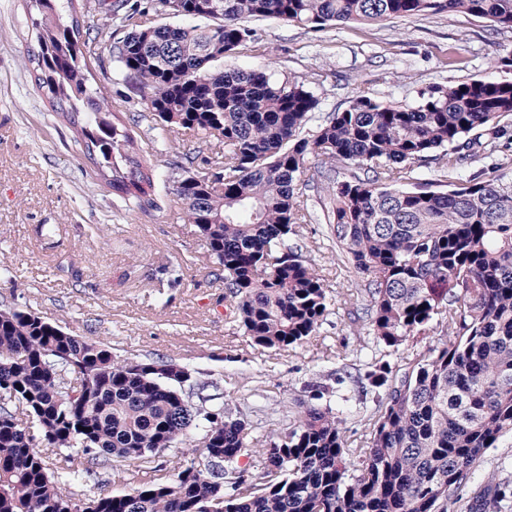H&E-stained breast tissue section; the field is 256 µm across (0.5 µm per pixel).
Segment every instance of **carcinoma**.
<instances>
[{
  "instance_id": "cac0c4a2",
  "label": "carcinoma",
  "mask_w": 512,
  "mask_h": 512,
  "mask_svg": "<svg viewBox=\"0 0 512 512\" xmlns=\"http://www.w3.org/2000/svg\"><path fill=\"white\" fill-rule=\"evenodd\" d=\"M27 2L36 89L124 200H147L155 164L93 81L91 31L116 21L128 29L117 61L161 130L224 144L219 167L174 162V194L254 344L299 345L331 306L324 276L289 244L293 225L313 220L297 191L311 159L332 242L364 282L368 334L396 352L440 327L450 333L401 371L379 360L365 373L384 397L358 454L338 413L313 404L330 393L321 384L287 431L255 451L248 424L200 372L160 357L119 359L1 302L0 512H72L78 501L64 486L127 460L153 480L85 499L83 512H445L486 450L512 435V182L502 174L512 160V81L433 85L414 106L358 89L311 130L318 99L304 81L214 63L242 48L267 54L250 20L319 30L463 13L512 30V0H181L179 16L201 24L155 25L133 4L84 32V0ZM429 163L457 181L444 190L412 176ZM197 430L195 457L169 472L158 459L192 446ZM43 448L61 451L62 464ZM254 452L256 472L237 466ZM511 500L512 487L487 484L466 510L503 512Z\"/></svg>"
}]
</instances>
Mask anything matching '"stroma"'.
<instances>
[{
	"instance_id": "stroma-1",
	"label": "stroma",
	"mask_w": 512,
	"mask_h": 512,
	"mask_svg": "<svg viewBox=\"0 0 512 512\" xmlns=\"http://www.w3.org/2000/svg\"><path fill=\"white\" fill-rule=\"evenodd\" d=\"M253 27L267 55L242 50L229 65L306 79L323 115L357 87L414 105L435 84L488 73L512 81V31L461 13L319 31L274 20ZM126 33L116 25L98 34L93 77L111 111L137 119L143 147L157 154L162 146L152 140L145 105L128 90L114 57ZM451 48L460 66H447ZM37 51L25 0H0V301L104 343L118 358L164 356L189 365L223 385L232 410L273 412L274 424L254 432L262 441L288 428L311 385L331 386L343 435L349 446L359 445L369 414L356 387L337 382L336 371L346 364L366 369L380 350L367 329L349 328L346 303L363 308L367 296L353 269L340 266L326 223L299 225L290 238L326 277L333 298L326 319L302 345H255L227 315L218 266L172 200L175 172L158 163L153 199L143 207L113 195L37 91L28 61ZM174 267L182 280L172 286ZM491 480L512 483V436L485 452L448 512H462L472 487Z\"/></svg>"
}]
</instances>
